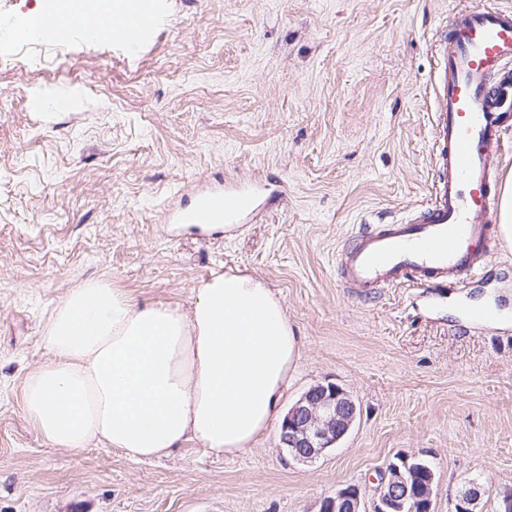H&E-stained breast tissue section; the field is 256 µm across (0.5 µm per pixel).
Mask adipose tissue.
<instances>
[{"label":"adipose tissue","instance_id":"1","mask_svg":"<svg viewBox=\"0 0 512 512\" xmlns=\"http://www.w3.org/2000/svg\"><path fill=\"white\" fill-rule=\"evenodd\" d=\"M127 0H60L54 32L86 29L106 15L121 33ZM46 15L19 27L42 35ZM50 354L25 380L23 409L52 446L97 442L130 459L194 442L235 455L278 419L290 368L301 353L282 302L249 275L212 272L187 308L142 303L102 281L70 289L51 312Z\"/></svg>","mask_w":512,"mask_h":512}]
</instances>
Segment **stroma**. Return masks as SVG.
I'll list each match as a JSON object with an SVG mask.
<instances>
[{
    "label": "stroma",
    "mask_w": 512,
    "mask_h": 512,
    "mask_svg": "<svg viewBox=\"0 0 512 512\" xmlns=\"http://www.w3.org/2000/svg\"><path fill=\"white\" fill-rule=\"evenodd\" d=\"M512 0H153L137 51L71 29L14 41L43 0H0V512H319L373 499L402 458L435 472L432 512L475 480L512 495V248L464 286L354 291L337 252L427 203L430 80L453 12ZM40 110L30 106L31 98ZM275 190L232 233L169 222L201 190ZM215 270L261 279L301 344L289 409L334 383L360 414L301 464L271 427L251 448L192 442L135 461L50 446L23 409L53 307L89 280L186 307ZM493 304L490 329L465 308Z\"/></svg>",
    "instance_id": "35a3bbf8"
}]
</instances>
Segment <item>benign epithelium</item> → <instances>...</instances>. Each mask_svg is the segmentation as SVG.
Wrapping results in <instances>:
<instances>
[{
	"label": "benign epithelium",
	"instance_id": "obj_1",
	"mask_svg": "<svg viewBox=\"0 0 512 512\" xmlns=\"http://www.w3.org/2000/svg\"><path fill=\"white\" fill-rule=\"evenodd\" d=\"M356 417L357 405L342 388L334 383L312 386L284 416L281 447L298 462H312L349 432ZM434 481V470L424 461L391 463L379 473L372 510L366 509L361 489L348 485L325 498L321 512H404L409 501L417 502L420 512H432ZM481 495L476 484L459 491L453 512H476Z\"/></svg>",
	"mask_w": 512,
	"mask_h": 512
}]
</instances>
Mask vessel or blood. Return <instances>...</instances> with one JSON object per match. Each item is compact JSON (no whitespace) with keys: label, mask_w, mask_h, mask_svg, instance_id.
Listing matches in <instances>:
<instances>
[{"label":"vessel or blood","mask_w":512,"mask_h":512,"mask_svg":"<svg viewBox=\"0 0 512 512\" xmlns=\"http://www.w3.org/2000/svg\"><path fill=\"white\" fill-rule=\"evenodd\" d=\"M151 23L133 4L121 38L137 47ZM437 178L421 210L357 236L340 255L344 285L376 288L445 286L482 271L477 250L493 223L500 196L502 134L512 126V11L472 6L455 13L439 43L433 79ZM266 191L234 181L202 192L181 224L240 223Z\"/></svg>","instance_id":"b4317fda"}]
</instances>
